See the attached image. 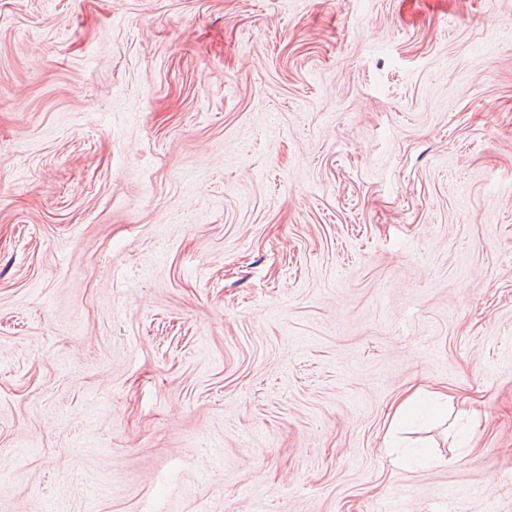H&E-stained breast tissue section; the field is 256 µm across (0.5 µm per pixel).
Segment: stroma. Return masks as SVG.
Listing matches in <instances>:
<instances>
[{
  "instance_id": "1",
  "label": "stroma",
  "mask_w": 512,
  "mask_h": 512,
  "mask_svg": "<svg viewBox=\"0 0 512 512\" xmlns=\"http://www.w3.org/2000/svg\"><path fill=\"white\" fill-rule=\"evenodd\" d=\"M0 512H512V0H0ZM441 400L448 401V393L417 387L393 408L390 429L417 417L434 418L439 413Z\"/></svg>"
}]
</instances>
